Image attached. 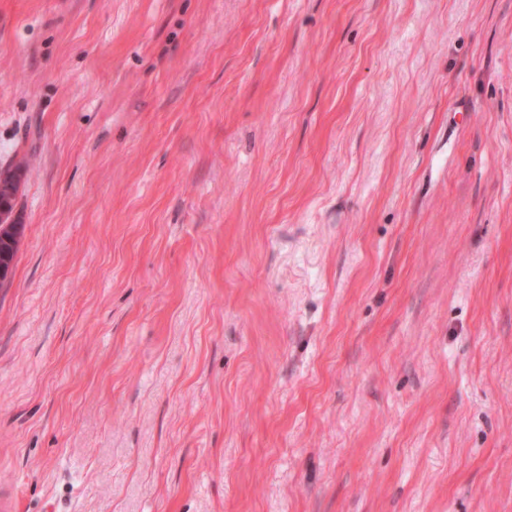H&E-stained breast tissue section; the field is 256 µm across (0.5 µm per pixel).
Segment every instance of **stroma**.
<instances>
[{
	"instance_id": "stroma-1",
	"label": "stroma",
	"mask_w": 512,
	"mask_h": 512,
	"mask_svg": "<svg viewBox=\"0 0 512 512\" xmlns=\"http://www.w3.org/2000/svg\"><path fill=\"white\" fill-rule=\"evenodd\" d=\"M17 512H512V0H0ZM26 168L22 163H17L14 166H10L0 170V210L7 209L12 211L15 208V201L20 189L23 175L25 174ZM2 175L6 177L2 180ZM19 223L17 225L20 226V229L16 232H10L0 223V265L4 264L6 268H9V271L24 234V224Z\"/></svg>"
}]
</instances>
